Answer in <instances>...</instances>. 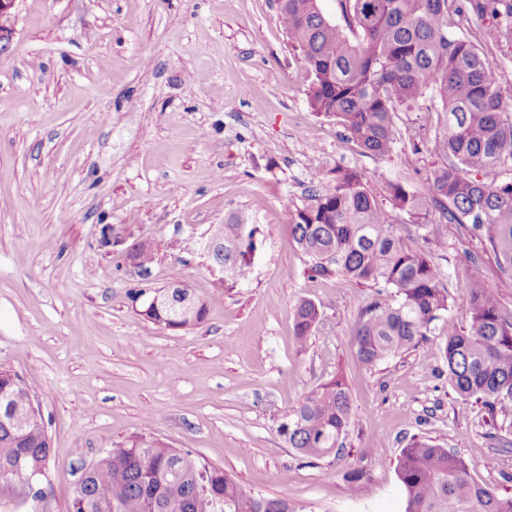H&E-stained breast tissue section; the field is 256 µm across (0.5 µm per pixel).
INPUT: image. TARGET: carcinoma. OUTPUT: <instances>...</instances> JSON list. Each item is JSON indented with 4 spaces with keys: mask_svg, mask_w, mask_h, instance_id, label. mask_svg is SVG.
<instances>
[{
    "mask_svg": "<svg viewBox=\"0 0 512 512\" xmlns=\"http://www.w3.org/2000/svg\"><path fill=\"white\" fill-rule=\"evenodd\" d=\"M320 0H282L280 25L300 49L311 76L309 110L336 120L364 150L389 155L398 140L394 115L424 101L443 113L445 133L428 142L441 159L423 192L400 181L387 183L391 205L382 207L365 176L338 168L317 178L308 202L288 207V231L309 258L314 276H339L375 288L355 330V355L365 367L417 347L431 326L461 302L471 313L469 329L448 322L443 355L448 384L464 399L491 413L512 410V315L477 278L451 298L435 256L448 235L423 236L421 249L409 245L392 222L408 216L419 228L437 212L442 224L469 225L487 235L500 284L512 282V111L498 89L494 65L484 49L460 36L470 22L456 0H337L340 17L323 14ZM492 8L512 17V0H478L471 9ZM493 174L489 181L475 174ZM244 211L224 221V244L215 259L233 282L248 278L257 235ZM129 259L150 272L153 249L130 245ZM193 310L182 315V302ZM141 313L168 329L199 324L206 303L184 285L158 291ZM309 299L295 306V334L306 338L319 323ZM35 395L17 373L0 370V501L44 498L49 487L17 480L11 469L49 467L45 424L30 418ZM353 407L342 379L320 384L282 418L278 427L288 447L310 458L340 454ZM397 475L406 494L405 512H512V495L475 483L464 458L430 439L412 437L401 450ZM224 501L223 512H299L286 498L248 494L218 469L202 465L186 448H172L150 434L114 446L75 487L70 512H199L202 482Z\"/></svg>",
    "mask_w": 512,
    "mask_h": 512,
    "instance_id": "1",
    "label": "carcinoma"
}]
</instances>
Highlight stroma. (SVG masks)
I'll return each instance as SVG.
<instances>
[{
    "mask_svg": "<svg viewBox=\"0 0 512 512\" xmlns=\"http://www.w3.org/2000/svg\"><path fill=\"white\" fill-rule=\"evenodd\" d=\"M0 52V368L35 390L53 462L49 496L0 512H68L79 467L150 433L191 449L244 491L303 512H404L397 476L412 435L456 450L478 484L512 495V431L452 391L442 348L461 305L419 347L367 368L354 331L373 288L313 278L288 232L313 172L360 171L420 190L437 166L428 141L441 113L403 109L390 156L362 150L334 118L310 112L309 74L274 0H16ZM503 15H473L468 35L501 72L512 106V43ZM260 228L247 280L225 281L202 249L232 212ZM127 225L154 249L149 277L126 245H99ZM436 258L451 295L467 280L512 288L486 238L447 227ZM183 284L205 320L171 331L139 313L138 293ZM322 320L306 340L294 307ZM343 376L353 414L340 456L311 459L278 425L320 383ZM356 473L372 493L351 497ZM321 313L319 307L309 299H302L295 306V334L306 339L319 323Z\"/></svg>",
    "mask_w": 512,
    "mask_h": 512,
    "instance_id": "obj_1",
    "label": "stroma"
}]
</instances>
